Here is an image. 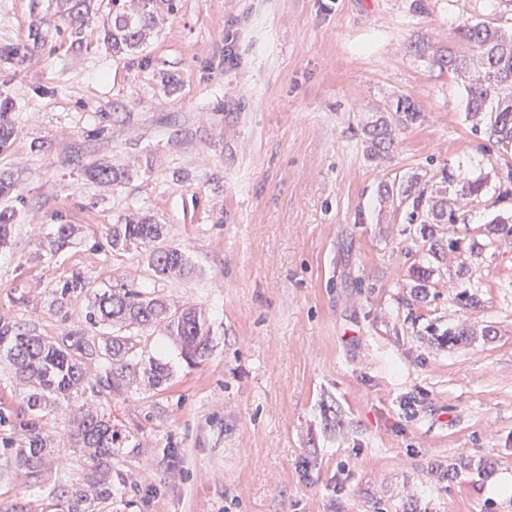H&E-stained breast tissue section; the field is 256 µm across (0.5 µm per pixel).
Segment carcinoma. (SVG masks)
<instances>
[{
    "label": "carcinoma",
    "mask_w": 512,
    "mask_h": 512,
    "mask_svg": "<svg viewBox=\"0 0 512 512\" xmlns=\"http://www.w3.org/2000/svg\"><path fill=\"white\" fill-rule=\"evenodd\" d=\"M178 0H109L108 12L96 26L97 40L117 54L136 53L160 23L161 13L173 14ZM61 24L56 33L72 38L71 44L83 47L82 34L89 27L93 0H58ZM46 36L39 19L32 20L28 40L24 43L0 45V60L22 62L44 48ZM410 52L427 60L432 69L455 75L466 95L465 119L471 130L483 134L498 149L503 163L497 169L498 192L489 194L488 177L471 178L447 167L437 175H404L382 180L378 195L384 207L403 213L404 223L420 225L419 234L431 260L437 262L445 251L472 257L503 243H512V211L498 210L482 223L481 237L472 238L468 249L461 250L460 241L448 239L444 245L437 239L435 224H467L477 206L489 210L512 198V30L490 21L463 20L456 29V45L431 47L420 40L407 43ZM15 104L0 96V151L8 149L14 135ZM386 115L362 127L366 155L374 161L390 157L398 144L397 133L406 131L424 119L414 101L399 96L384 108ZM83 175L104 186L123 183L131 177L130 169H116L105 163L83 164ZM26 202L17 193L14 175L0 171V245L6 244ZM73 235L70 224H57L43 242V247L58 251L69 245ZM164 227L146 218L128 217L123 224L112 225L108 243L114 250L133 244L146 248V259L153 274L164 280H177L189 269L187 255L176 247L162 245ZM438 268L416 265L413 269L415 292L428 295V288ZM471 264L461 261L458 276L461 286L455 302L477 308L479 300L472 291ZM86 288L84 276L74 271L51 292V306L67 316L68 298ZM85 320L94 328L112 330L95 342L85 334L75 333L56 341L37 333L27 320L0 317V358L13 368L16 378L27 386L26 406L32 414L19 421L27 447L18 449V462L31 475L40 473L51 441L39 424L40 412L82 398L86 389L98 395L101 391L121 390L132 382L158 388L172 376L171 368L154 358H144L137 337L128 334L155 324L165 327L168 339L180 350L182 359L197 365L209 358L214 349L210 326L205 314L190 305H176L162 296L133 288H108L91 297ZM100 356L108 362L97 382L90 383L85 358ZM76 427L71 434L77 447L96 461L85 477V485L76 488L57 486L53 495L62 512H85V504L94 499H112V467L104 460L112 457V448L120 436L112 430V422L86 403L78 408Z\"/></svg>",
    "instance_id": "carcinoma-1"
}]
</instances>
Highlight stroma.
Here are the masks:
<instances>
[{"label":"stroma","mask_w":512,"mask_h":512,"mask_svg":"<svg viewBox=\"0 0 512 512\" xmlns=\"http://www.w3.org/2000/svg\"><path fill=\"white\" fill-rule=\"evenodd\" d=\"M54 0H0V44L33 16L44 49L0 62L15 104L0 168L31 203L0 248V316L54 339L80 331L89 294L142 289L202 308L212 355L187 365L162 327L138 331L167 362L157 390L104 393L122 438L121 476L94 512H512V244L472 268L480 307L453 296L444 255L427 298L425 263L401 217L380 211L386 178L449 166L492 174L499 153L464 118L465 91L407 52L455 40L461 19L512 27L501 0H180L144 50L113 56L55 35ZM406 95L424 112L391 159H368L362 125ZM105 134H98V127ZM43 150H36V143ZM128 166L107 188L64 161ZM151 215L192 270L157 279L136 250L107 242L129 211ZM74 224L69 247L43 233ZM87 291L66 314L51 292L73 271ZM472 329L465 340L449 330ZM71 413L45 412L57 448L37 476L15 462L24 439L0 426V512H58L55 485L92 463L70 445ZM484 461L488 475L449 463Z\"/></svg>","instance_id":"1"}]
</instances>
